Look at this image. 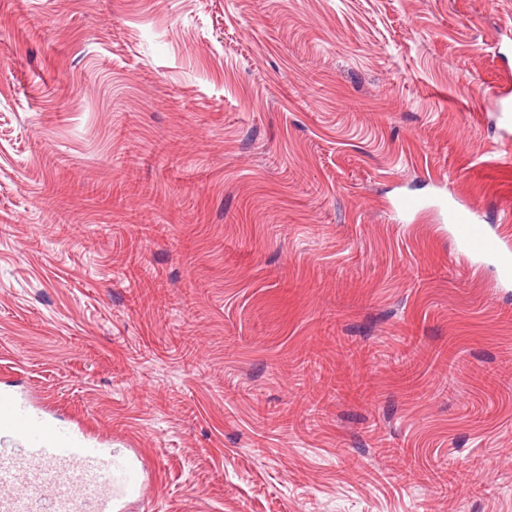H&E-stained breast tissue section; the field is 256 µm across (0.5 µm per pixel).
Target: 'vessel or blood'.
<instances>
[{"instance_id": "b4317fda", "label": "vessel or blood", "mask_w": 512, "mask_h": 512, "mask_svg": "<svg viewBox=\"0 0 512 512\" xmlns=\"http://www.w3.org/2000/svg\"><path fill=\"white\" fill-rule=\"evenodd\" d=\"M448 222L463 251L495 259L512 278V247L475 207L449 204ZM148 487L138 453L58 424L17 389L0 387V512H124Z\"/></svg>"}]
</instances>
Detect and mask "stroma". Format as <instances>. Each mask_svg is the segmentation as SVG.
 <instances>
[{
  "label": "stroma",
  "instance_id": "1",
  "mask_svg": "<svg viewBox=\"0 0 512 512\" xmlns=\"http://www.w3.org/2000/svg\"><path fill=\"white\" fill-rule=\"evenodd\" d=\"M498 39L512 0H0V383L140 449L133 512H512V286L442 207L512 245ZM325 387L326 385H324L320 390H312L302 396L303 401L307 406V420L312 423V426H318V423L325 415L327 402L333 397V394L335 395L337 390L335 378L333 381V378L330 377L329 383H327V388Z\"/></svg>",
  "mask_w": 512,
  "mask_h": 512
}]
</instances>
